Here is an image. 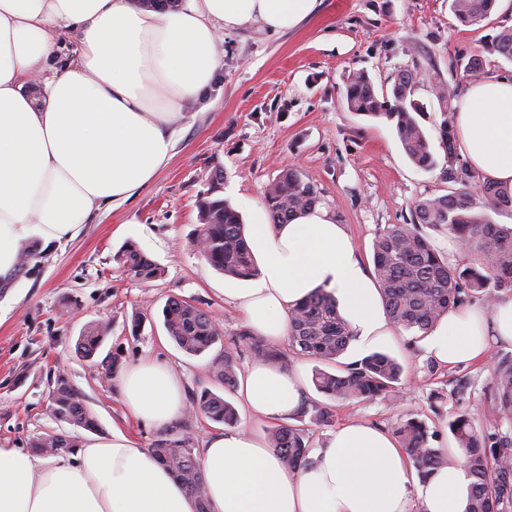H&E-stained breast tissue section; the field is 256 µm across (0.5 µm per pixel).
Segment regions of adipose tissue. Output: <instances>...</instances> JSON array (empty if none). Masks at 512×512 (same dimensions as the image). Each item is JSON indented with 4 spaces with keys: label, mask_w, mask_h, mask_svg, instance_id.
Here are the masks:
<instances>
[{
    "label": "adipose tissue",
    "mask_w": 512,
    "mask_h": 512,
    "mask_svg": "<svg viewBox=\"0 0 512 512\" xmlns=\"http://www.w3.org/2000/svg\"><path fill=\"white\" fill-rule=\"evenodd\" d=\"M322 0H0V277L23 251L80 235L107 205L119 206L172 159L187 105L208 110L223 65L224 30L253 24L289 31ZM78 34L58 68L61 39ZM47 78L48 100L24 94ZM459 149L480 179L512 192V80L467 84L455 114ZM261 265L248 288L224 301L255 335L277 343L293 308L318 288L334 291L359 336L390 335L380 292L343 225L317 206L289 223L256 210L246 228ZM512 344V297L491 309L449 310L426 338L440 364L478 361L490 339ZM128 412L164 427L186 408L181 378L143 360L120 373ZM300 375L257 359L240 374L241 410L286 419L300 405ZM286 466L261 431L209 434L202 450L210 512H466L471 479L456 461L419 481L396 437L353 421ZM183 487L120 430L84 441L75 456L44 457L0 446V512H193Z\"/></svg>",
    "instance_id": "adipose-tissue-1"
}]
</instances>
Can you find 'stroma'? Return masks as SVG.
Instances as JSON below:
<instances>
[{
    "mask_svg": "<svg viewBox=\"0 0 512 512\" xmlns=\"http://www.w3.org/2000/svg\"><path fill=\"white\" fill-rule=\"evenodd\" d=\"M450 4L322 0L313 18L288 32L258 24L225 31L213 105L184 119L169 164L123 205L99 211L76 239L49 249L0 284V445L27 450L34 439L57 433L81 443L117 428L143 448L164 433L203 448L219 423L199 412L184 413L162 429L133 418L116 381L77 356L80 333L88 322L108 323L101 355H119L126 367L143 359L167 363L186 392L206 387L235 401L209 365L244 326L240 313L224 303L225 289L240 282L213 270L192 245L197 199L208 189L210 170L223 169L222 194L245 218L263 205L266 187L282 171L297 170L317 190L320 205L345 226L360 263L372 269L375 238L389 225L411 223L414 203L447 194L448 182L441 168L425 171L411 163L392 121L350 112L342 92L355 73H367L380 95L390 94L400 71L417 73L416 96L426 106L419 123L435 156H442L436 86H458L469 57L501 27L512 26V0H498L491 16L475 26L461 25ZM129 240L164 268L161 278L142 280L117 268L112 256ZM174 297L209 312L221 343L200 356L180 350L161 317ZM135 315L142 319L136 334ZM275 349L277 366L302 376V408L289 424L314 447L352 420L391 432L416 416L439 431L437 445L445 455L457 457L447 421L481 405L491 384L487 360L442 366L423 342L398 329L377 340L355 339L344 356L348 362L374 352L396 358L404 367L397 397L333 401L312 383L314 361L284 342ZM61 373L81 392L97 432L54 417L49 392ZM321 407L332 413V423H317Z\"/></svg>",
    "mask_w": 512,
    "mask_h": 512,
    "instance_id": "35a3bbf8",
    "label": "stroma"
}]
</instances>
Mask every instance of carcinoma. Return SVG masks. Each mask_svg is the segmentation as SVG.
<instances>
[{
	"label": "carcinoma",
	"instance_id": "1",
	"mask_svg": "<svg viewBox=\"0 0 512 512\" xmlns=\"http://www.w3.org/2000/svg\"><path fill=\"white\" fill-rule=\"evenodd\" d=\"M496 0H451L456 19L465 26L488 19ZM496 54L512 62V27L501 29L482 51L472 55L463 67V77L470 81L484 78L483 53ZM418 74L404 70L397 74L391 100L378 97L365 73L352 75L345 86L347 109L359 115L384 116L395 122L397 138L418 168L437 166V159L421 128L417 116L424 106L414 98ZM443 108L441 145L444 152L443 172L448 180V194L421 199L414 204V224H393L381 232L373 243L375 279L387 315L396 327L424 338L433 330L448 309L457 307L463 295L481 292L489 303L498 299L501 290L512 288V225L497 224L491 214L512 211V195L495 183L481 181L462 159L457 149L455 92L437 87ZM224 183L221 168L208 177L207 193L197 202L200 224L193 243L197 252L216 271L247 280L255 275V259L249 248L239 213L220 192ZM264 200L272 223L286 224L318 203L313 185L289 169L265 190ZM448 227L463 248L474 255L475 263L463 270L448 264L420 232L418 225ZM118 267L142 279L161 277L164 269L147 258L129 242L114 255ZM163 325L168 336L185 353L198 356L221 340L212 316L200 307L179 298L169 299L162 309ZM108 326L91 321L77 342L80 357L93 360L102 346ZM355 338L350 324L341 315L336 297L322 289L314 291L291 313L289 345L298 354L325 362L334 371L318 370L313 377L316 389L326 397L340 401L358 398L373 401L398 389L402 366L391 357L373 353L350 363L339 358ZM251 352L266 360L278 353L247 329H241L224 354L212 359L210 368L233 389L238 380L240 356ZM492 387L478 411L454 414L448 429L461 451L459 462L474 478L467 512H512V436L498 430V424L512 421V354L495 353L490 357ZM52 412L60 422L94 431L97 424L87 410L81 392L63 375L50 392ZM191 410L227 426L238 422L234 406L224 397L203 389L192 393ZM494 421L495 431L479 425L480 419ZM419 477L423 480L433 470L448 464V458L431 441L437 433L420 418H408L396 428ZM269 447L288 467L296 469L307 463L309 440L297 428L280 426L269 432ZM32 446L44 452L54 448H74L65 434L39 437ZM149 451L185 487L194 502L195 512H209L202 474V462L185 441L161 437Z\"/></svg>",
	"mask_w": 512,
	"mask_h": 512
}]
</instances>
